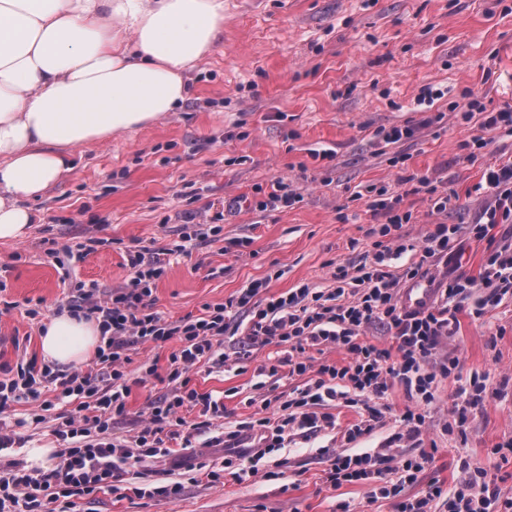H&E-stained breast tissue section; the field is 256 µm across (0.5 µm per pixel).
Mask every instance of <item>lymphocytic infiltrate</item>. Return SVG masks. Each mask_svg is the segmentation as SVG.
<instances>
[{
    "mask_svg": "<svg viewBox=\"0 0 512 512\" xmlns=\"http://www.w3.org/2000/svg\"><path fill=\"white\" fill-rule=\"evenodd\" d=\"M483 180L491 201L481 222L472 228L479 240L495 225L512 223V158L486 168ZM456 234V229L436 224L425 237L421 261L399 275L393 272L391 262L407 252L408 246L402 242L375 252L370 262L360 266L357 276H349L343 266H336L332 276L337 287L326 293L303 285L260 303L256 297L264 281L244 288L235 304L251 312L246 339L261 346L289 345L291 353L283 362L290 374L303 376L305 382L295 388L293 396H279V415L244 421L230 431L214 428L206 447L254 437L258 444L252 459L260 461L273 449L284 447L289 430L313 432L320 423L331 422V415H318L314 407L342 396L345 383L371 404L374 417L380 414L376 402L387 399L397 382L407 394L431 400L437 375L449 374L451 368L444 364L430 368L428 359L441 338L453 336L465 291L477 288L485 293L472 310L476 316L512 292V242H506L491 250L479 277L455 276L432 305L414 312L403 310L399 303L401 282L426 276L425 260L450 257ZM126 261L129 276L108 299H99L96 289L81 284L66 299L68 311L96 319L101 326V343L92 365L64 371L31 359L18 364L13 376L0 378V413L12 404L32 402L36 405L32 419L40 423L46 412L58 410L55 435L61 443L60 461L52 468L28 472L14 460L0 464V512H72L78 498L100 491H126L138 498L175 495L179 482L163 478L139 484L135 468L170 456L172 442L192 448L188 413L201 416L206 428H213V421L223 418V402L191 388L189 374L204 365L224 364L219 347L230 328L227 305L210 308L200 317L164 321L152 312L150 298L165 272V261L146 260L138 250L128 252ZM349 280L354 283L355 299L347 303L343 296ZM378 320L391 332L394 349L363 342L365 329ZM175 337L181 348L169 360L166 379L173 385L171 392L151 404L145 426L132 440L114 438L112 423L125 414L130 392L124 371L129 350ZM327 344L345 349L351 356L349 364L340 369L330 364L314 369L304 361L306 350ZM46 388L54 391V400L43 399ZM391 461L397 464L399 481L382 485V497L397 499V512H430L432 502L442 495L440 487L430 486L411 499L399 497L403 485L416 483L424 471L428 461L424 454L397 461L385 448L340 455L329 468L326 481L338 488L346 483L382 480L383 466ZM499 504L512 512V500H501L486 471L477 467L470 472L466 488L449 498L448 512H492Z\"/></svg>",
    "mask_w": 512,
    "mask_h": 512,
    "instance_id": "lymphocytic-infiltrate-1",
    "label": "lymphocytic infiltrate"
}]
</instances>
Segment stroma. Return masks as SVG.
Masks as SVG:
<instances>
[{"mask_svg": "<svg viewBox=\"0 0 512 512\" xmlns=\"http://www.w3.org/2000/svg\"><path fill=\"white\" fill-rule=\"evenodd\" d=\"M426 84L444 92L435 108L443 120L418 128L412 139L386 144L377 130L417 125L415 97ZM188 97L175 112L102 143L72 149V173L32 205L40 216L23 239L0 242V368L20 355L40 358L39 337L60 313L70 282L96 286L107 298L128 277L125 256L146 258L171 250L153 293V309L168 322L227 303L252 281L265 280V295L301 285L327 291L334 265L356 274L376 250L382 218L369 209L368 186L402 192V178L425 175L450 197L448 210L433 213L427 194H404L412 221L403 234L414 245L393 263L402 272L418 260L432 225L457 228V252L432 262L433 285L463 274L479 276L489 241L512 237V223L477 240L490 196L477 192L485 169L512 155V138L459 125L454 104L473 92L491 109L512 108V0H224V32L215 51L190 73ZM483 135L477 161L466 159L462 140ZM334 157L322 160L318 151ZM283 181L297 195L288 208L251 209L256 189ZM223 212L220 237L183 241L188 216ZM93 243L80 255L77 247ZM183 253H174L176 244ZM469 293L455 334L440 339L429 359L458 365L437 377L434 397L421 402L395 385L382 417L370 421L364 404L339 398L318 405L335 425L288 434L285 449L266 455L243 480L181 476V491L166 499H138L99 492L78 499L76 512H395V498L376 496L375 482L327 486L332 453L390 449L395 458L427 454L411 497L436 484L444 499L460 490L469 467L487 471L502 497L512 498V300L484 314L471 309ZM37 316H29V309ZM179 339L132 349L126 366L127 412L113 436L131 439L142 428L152 401L167 384L144 379V367L165 372ZM221 368L190 372V385L224 402L223 423L265 416L263 399L292 392L302 379L278 366L281 348L225 337ZM277 365L278 372L262 374ZM480 377L482 407L457 427L450 412L457 390ZM422 413L418 434L408 435L406 410ZM33 407L19 403L0 414L20 439L5 459L22 460L28 449L57 447L54 416L42 423ZM371 422L350 437L351 426Z\"/></svg>", "mask_w": 512, "mask_h": 512, "instance_id": "1", "label": "stroma"}]
</instances>
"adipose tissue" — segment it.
<instances>
[{
    "label": "adipose tissue",
    "instance_id": "obj_1",
    "mask_svg": "<svg viewBox=\"0 0 512 512\" xmlns=\"http://www.w3.org/2000/svg\"><path fill=\"white\" fill-rule=\"evenodd\" d=\"M224 31V0H0V241L37 223L29 200L71 169L68 149L150 125L188 95ZM97 321L45 325L44 358L81 364Z\"/></svg>",
    "mask_w": 512,
    "mask_h": 512
}]
</instances>
